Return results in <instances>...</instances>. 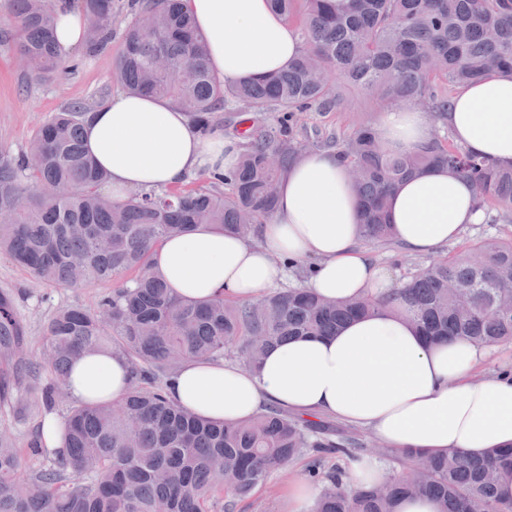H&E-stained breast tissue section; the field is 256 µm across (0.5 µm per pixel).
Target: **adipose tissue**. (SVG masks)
<instances>
[{"label":"adipose tissue","instance_id":"ef3b65f1","mask_svg":"<svg viewBox=\"0 0 512 512\" xmlns=\"http://www.w3.org/2000/svg\"><path fill=\"white\" fill-rule=\"evenodd\" d=\"M209 46L220 79L258 78L299 52L294 28L267 0H184ZM429 113L402 105L378 117L385 149L405 153L430 138ZM456 144L491 162L512 164V78L491 76L457 91L444 118ZM85 145L120 203L134 191L166 190L239 159L238 140L202 137L172 101L118 93L93 110ZM395 239L432 253L483 217L470 181L432 168L405 181L388 204ZM358 204L348 169L330 151L304 154L281 175L272 220L257 237L204 228L165 240L152 263L174 293L206 302H251L285 275V262H310L302 285L332 300L377 297L392 274L360 247ZM488 348L462 338L427 342L399 309L345 323L332 336H303L269 348L258 370L233 361L189 359L168 386L195 415L236 422L270 406L329 416L368 428L397 449L458 451L481 457L512 445V374L478 377ZM131 365L106 351L74 362L67 392L76 401H119Z\"/></svg>","mask_w":512,"mask_h":512}]
</instances>
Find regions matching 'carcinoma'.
I'll return each mask as SVG.
<instances>
[{"label":"carcinoma","mask_w":512,"mask_h":512,"mask_svg":"<svg viewBox=\"0 0 512 512\" xmlns=\"http://www.w3.org/2000/svg\"><path fill=\"white\" fill-rule=\"evenodd\" d=\"M96 24L86 49L111 38L112 0H73ZM301 40L288 67L264 77L221 81L182 0H132L133 21L115 60L129 93L181 106L207 136L221 109L243 140L237 165L211 175L214 188L136 193L122 203L99 191L106 175L87 153L83 128L92 108L75 102L54 113L15 156L0 146V253L51 285L112 283L93 309L70 306L46 326L53 381L44 406L58 402L72 363L104 349L119 352L135 377L119 405L85 402L64 420L68 452L49 466L21 473L10 427L0 422V512H233L270 475L309 456L318 487L311 512H397L407 497L429 496L440 512H512L499 493L512 472V447L480 458L458 452L384 448L379 458L402 473L348 489L341 462L367 453L363 440L336 424L288 414L276 406L235 423L194 415L172 400L168 383L190 358H237L257 368L266 350L299 336L336 333L347 321L394 303L428 341L461 337L484 346H512V237H477L378 298L325 300L305 288L268 292L248 303L219 298L185 301L153 271L154 248L194 227L255 236L271 220L276 184L300 156L295 115L342 105L335 82L356 88L379 110L423 101L434 121L460 88L492 74L512 78V0H268ZM150 15L153 25L138 26ZM10 37L19 56L45 81L67 68L56 37L51 0H12ZM323 145L356 171L353 187L362 240L393 244L390 196L433 167L468 178L487 224L512 223V166L500 167L434 132L419 148L383 149L370 122L326 136ZM24 330L0 296V359L14 360Z\"/></svg>","instance_id":"1"}]
</instances>
